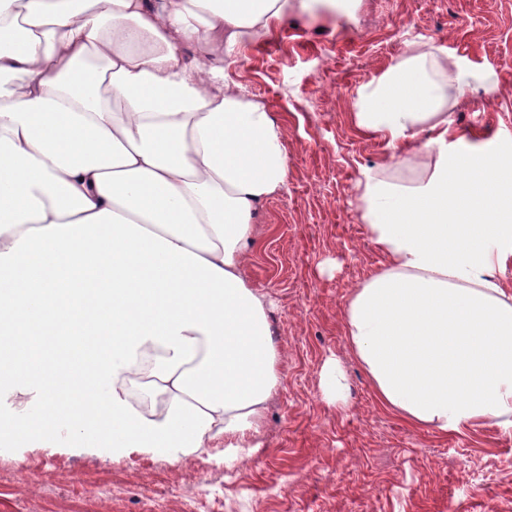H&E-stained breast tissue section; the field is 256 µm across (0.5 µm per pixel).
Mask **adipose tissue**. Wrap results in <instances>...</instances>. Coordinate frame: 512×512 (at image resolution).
Returning a JSON list of instances; mask_svg holds the SVG:
<instances>
[{"instance_id":"obj_1","label":"adipose tissue","mask_w":512,"mask_h":512,"mask_svg":"<svg viewBox=\"0 0 512 512\" xmlns=\"http://www.w3.org/2000/svg\"><path fill=\"white\" fill-rule=\"evenodd\" d=\"M315 2L0 0V396L51 411L15 417L13 439L261 447L279 352L243 267L258 205L288 185L286 131L224 61ZM487 83L411 53L352 114L430 159L414 185L359 184L384 262L344 333L379 406L444 436L512 428V155L449 152L445 111L448 86Z\"/></svg>"}]
</instances>
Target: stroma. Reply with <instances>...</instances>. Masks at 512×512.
Segmentation results:
<instances>
[{
    "instance_id": "obj_1",
    "label": "stroma",
    "mask_w": 512,
    "mask_h": 512,
    "mask_svg": "<svg viewBox=\"0 0 512 512\" xmlns=\"http://www.w3.org/2000/svg\"><path fill=\"white\" fill-rule=\"evenodd\" d=\"M411 50L491 74L493 91L449 89L453 141L512 154V0H360L352 23L291 13L224 63L287 130L288 187L259 208L244 266L281 353L264 448L229 469L218 448L168 462L116 459L76 434L58 448L2 438L0 512H512V429L445 437L404 423L376 403L344 336L351 292L383 261L358 183L420 177L351 114L359 88ZM329 359L347 377L342 408L321 393Z\"/></svg>"
}]
</instances>
